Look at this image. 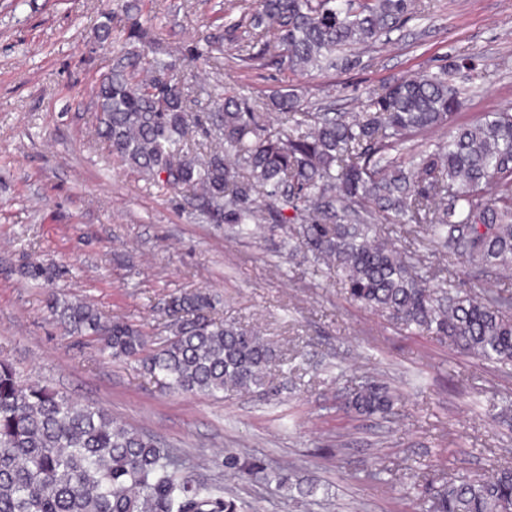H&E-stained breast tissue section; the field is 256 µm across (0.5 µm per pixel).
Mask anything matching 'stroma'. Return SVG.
<instances>
[{
    "mask_svg": "<svg viewBox=\"0 0 512 512\" xmlns=\"http://www.w3.org/2000/svg\"><path fill=\"white\" fill-rule=\"evenodd\" d=\"M158 18L175 54L215 31L224 0H0V357L20 379L47 383L174 449L195 476L220 481L255 512H425L413 474L439 456L452 473L512 462V431L494 418L512 402V365L486 364L433 336H403L350 303L336 278L280 255L279 236L239 240L207 223L189 191L161 192L98 138L93 85L112 65L101 15L128 2ZM424 10L327 73L276 65L184 66L186 84L259 95L288 86L311 112L357 113L368 90L458 64L460 120L512 109V0H422ZM52 280L23 278L26 262ZM206 290L215 314L259 328L294 373L279 395L173 393L132 359L65 331L47 306L90 303L164 338L174 293ZM376 376L399 401L386 417H351L342 392ZM228 453L263 471L243 480ZM285 471L286 487L272 474Z\"/></svg>",
    "mask_w": 512,
    "mask_h": 512,
    "instance_id": "1",
    "label": "stroma"
}]
</instances>
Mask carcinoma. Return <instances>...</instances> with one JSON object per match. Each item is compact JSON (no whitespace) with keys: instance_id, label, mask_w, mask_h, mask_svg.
Listing matches in <instances>:
<instances>
[{"instance_id":"1","label":"carcinoma","mask_w":512,"mask_h":512,"mask_svg":"<svg viewBox=\"0 0 512 512\" xmlns=\"http://www.w3.org/2000/svg\"><path fill=\"white\" fill-rule=\"evenodd\" d=\"M223 30L184 58L253 65L267 58L303 71L337 66L336 53L366 45L417 13V0H237ZM155 18L128 17L124 50L93 88L98 135L109 152L154 186L189 189L211 224L241 237L283 230V250L313 271L336 273L347 298L399 332L435 336L482 361L512 363V112L458 121L448 69L368 92L348 116L304 112L290 88L230 95L216 83L209 109L190 111L179 59L155 46ZM285 114L287 126L271 114ZM209 145H191L193 131ZM443 131L444 141L431 144ZM506 285L462 288L472 270ZM22 275L49 280L42 264ZM65 327L91 336L114 358H134L177 393L279 392L273 347L257 329L213 313L207 293L173 295L167 337L106 319L83 301L50 299ZM391 387L367 379L349 390L358 416L387 415ZM224 468L251 476L258 464L229 453ZM428 512H512V464L487 475L423 485ZM224 486L194 478L175 453L47 384H28L0 358V512H240Z\"/></svg>"}]
</instances>
